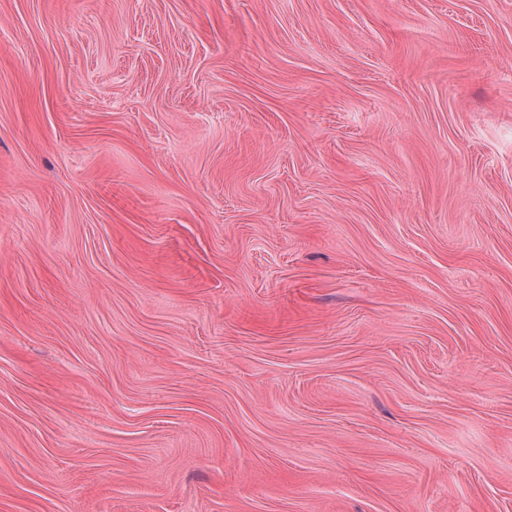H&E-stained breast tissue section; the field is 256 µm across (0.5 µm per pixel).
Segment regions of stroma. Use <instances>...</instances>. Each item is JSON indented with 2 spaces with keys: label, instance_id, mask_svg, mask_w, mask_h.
Masks as SVG:
<instances>
[{
  "label": "stroma",
  "instance_id": "stroma-1",
  "mask_svg": "<svg viewBox=\"0 0 512 512\" xmlns=\"http://www.w3.org/2000/svg\"><path fill=\"white\" fill-rule=\"evenodd\" d=\"M0 512H512V0H0Z\"/></svg>",
  "mask_w": 512,
  "mask_h": 512
}]
</instances>
